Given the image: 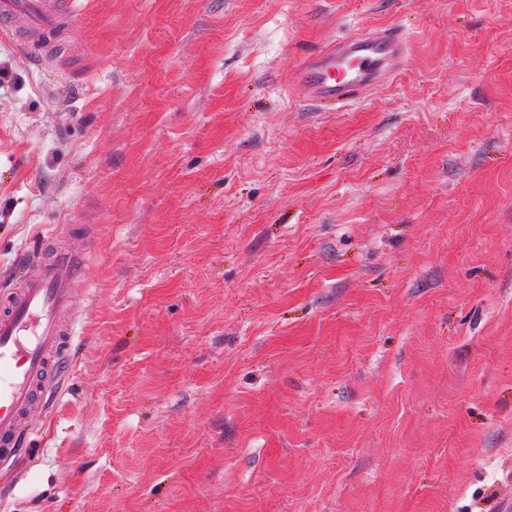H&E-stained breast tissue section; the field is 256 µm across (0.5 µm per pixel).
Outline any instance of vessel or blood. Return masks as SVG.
Returning a JSON list of instances; mask_svg holds the SVG:
<instances>
[{"label": "vessel or blood", "mask_w": 512, "mask_h": 512, "mask_svg": "<svg viewBox=\"0 0 512 512\" xmlns=\"http://www.w3.org/2000/svg\"><path fill=\"white\" fill-rule=\"evenodd\" d=\"M74 0H0V37L20 45L44 69L56 60L50 37L70 29ZM405 50L402 34L388 29L363 33L311 57L297 73L312 96L342 104L391 78ZM38 270L15 275L0 290V459L24 452L23 422L37 404H48L62 388L75 314L73 279L78 261L60 251L41 262L39 250L28 255Z\"/></svg>", "instance_id": "obj_1"}]
</instances>
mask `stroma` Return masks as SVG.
Wrapping results in <instances>:
<instances>
[{
	"label": "stroma",
	"mask_w": 512,
	"mask_h": 512,
	"mask_svg": "<svg viewBox=\"0 0 512 512\" xmlns=\"http://www.w3.org/2000/svg\"><path fill=\"white\" fill-rule=\"evenodd\" d=\"M0 42V272L76 219L69 378L0 512L512 501V0H78ZM395 29L353 104L302 60ZM74 0H0V37L20 45L45 71L56 66L48 50L50 37L70 30Z\"/></svg>",
	"instance_id": "obj_1"
}]
</instances>
